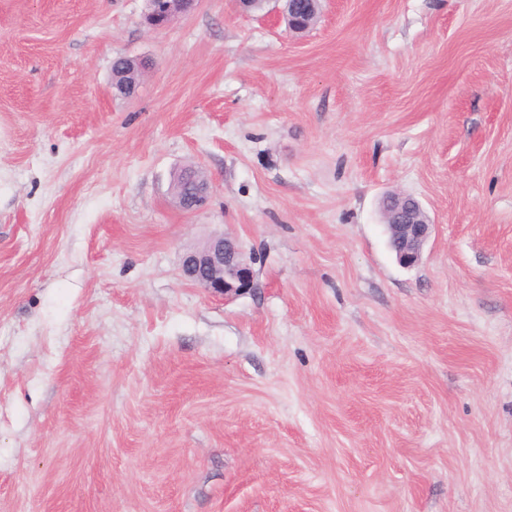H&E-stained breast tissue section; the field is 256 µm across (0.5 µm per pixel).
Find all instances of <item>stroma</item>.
<instances>
[{"label": "stroma", "instance_id": "35a3bbf8", "mask_svg": "<svg viewBox=\"0 0 512 512\" xmlns=\"http://www.w3.org/2000/svg\"><path fill=\"white\" fill-rule=\"evenodd\" d=\"M144 10L0 0V512H512V0ZM197 0H151L146 15L150 26H164L172 17L186 12ZM280 1L283 2L281 13L287 21L288 28L294 32L306 31L309 28V20L317 17L320 8V0H309L310 11L306 18H296L293 0H278V2ZM382 204L387 205L391 212V224L384 226L398 263L405 268L417 265L430 235L432 224L429 215L411 196L389 194ZM251 262L235 237L222 235L210 239L203 248L186 253L182 272L194 285L225 298L256 288Z\"/></svg>", "mask_w": 512, "mask_h": 512}]
</instances>
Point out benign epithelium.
I'll list each match as a JSON object with an SVG mask.
<instances>
[{"label": "benign epithelium", "mask_w": 512, "mask_h": 512, "mask_svg": "<svg viewBox=\"0 0 512 512\" xmlns=\"http://www.w3.org/2000/svg\"><path fill=\"white\" fill-rule=\"evenodd\" d=\"M197 0H150L147 14L150 26H164L172 17L186 12ZM281 13L288 28L302 32L309 28V20L317 17L320 0H309L306 18H297L292 0H282ZM382 204L391 212L386 225L389 245L398 263L405 267L417 265L431 230V220L422 205L411 196L387 195ZM182 272L194 285L212 295L231 296L252 292L256 288L251 261L247 259L238 240L233 236L210 239L198 250L186 253Z\"/></svg>", "instance_id": "1"}]
</instances>
